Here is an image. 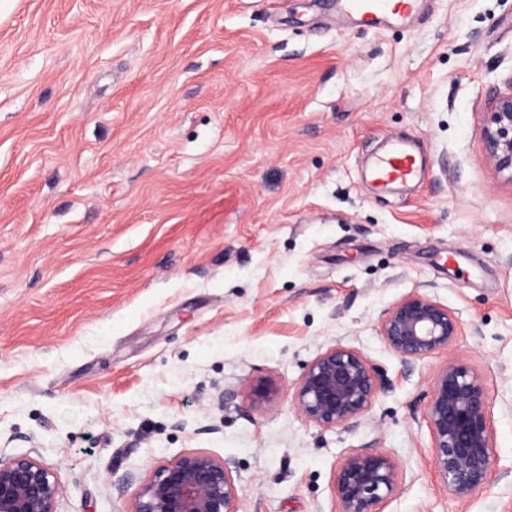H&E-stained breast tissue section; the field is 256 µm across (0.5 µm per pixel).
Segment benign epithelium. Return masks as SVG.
Segmentation results:
<instances>
[{
    "instance_id": "obj_1",
    "label": "benign epithelium",
    "mask_w": 512,
    "mask_h": 512,
    "mask_svg": "<svg viewBox=\"0 0 512 512\" xmlns=\"http://www.w3.org/2000/svg\"><path fill=\"white\" fill-rule=\"evenodd\" d=\"M489 161L512 172V85L498 96L481 128ZM388 348L410 364L448 349L461 334L454 311L413 290L386 309L379 322ZM382 387L376 368L357 349L337 343L318 354L299 379L293 403L306 419L333 427L364 414ZM426 422L434 470L454 498L465 501L492 480L494 428L481 376L448 362L436 375ZM398 463L381 451L350 450L334 479L338 512H380L398 486ZM139 484L130 512H239L238 490L226 464L205 452L185 453L144 482L134 472L120 491ZM61 484L37 449L0 456V512H58Z\"/></svg>"
}]
</instances>
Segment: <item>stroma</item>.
Here are the masks:
<instances>
[{
    "label": "stroma",
    "mask_w": 512,
    "mask_h": 512,
    "mask_svg": "<svg viewBox=\"0 0 512 512\" xmlns=\"http://www.w3.org/2000/svg\"><path fill=\"white\" fill-rule=\"evenodd\" d=\"M511 78L512 0L379 31L335 0H0L5 455L38 446L59 512H129L119 477L191 451L225 462L239 512H337L344 455L376 447L400 470L383 512H512V175L481 137ZM398 137L429 176L374 195ZM413 290L462 332L408 365L379 320ZM336 343L389 383L348 427L292 402ZM449 360L495 428L466 502L426 424Z\"/></svg>",
    "instance_id": "obj_1"
}]
</instances>
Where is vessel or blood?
Listing matches in <instances>:
<instances>
[{"label": "vessel or blood", "mask_w": 512, "mask_h": 512, "mask_svg": "<svg viewBox=\"0 0 512 512\" xmlns=\"http://www.w3.org/2000/svg\"><path fill=\"white\" fill-rule=\"evenodd\" d=\"M426 0H336L337 9L354 25L380 30L392 24L414 22L423 10ZM427 163L410 142L394 139L388 149L378 156L369 168V179L374 187L393 184L420 183Z\"/></svg>", "instance_id": "b4317fda"}]
</instances>
